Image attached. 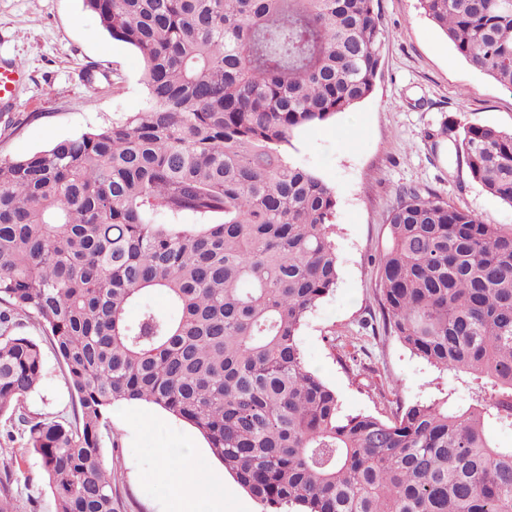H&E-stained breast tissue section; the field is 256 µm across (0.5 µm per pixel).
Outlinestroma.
<instances>
[{
  "mask_svg": "<svg viewBox=\"0 0 512 512\" xmlns=\"http://www.w3.org/2000/svg\"><path fill=\"white\" fill-rule=\"evenodd\" d=\"M385 29L381 77L374 92L330 121L297 132L294 155L336 188L333 241L339 272L333 292L307 316L300 331L307 364L335 389L343 413H374L380 379L403 405L467 397L452 372L414 355L396 336L371 335L362 324L379 312L377 268L387 243V216L400 190L434 193L483 223L512 226V206L471 182L455 164L451 143H436L448 120L512 129V90L471 67L417 0H379ZM0 62L19 64L24 77L11 104L0 105V157L21 158L62 139L140 111L146 103L143 62L128 44L103 31L83 0H0ZM352 336L367 348L359 373L346 372L332 337ZM46 379L29 398L31 412L72 410L63 369L46 351ZM22 435L0 442V469L14 470L17 512H55L37 459ZM188 447L189 464L223 471L199 432L146 403L113 407L102 436L112 468L118 512H181L167 483L156 477L161 448Z\"/></svg>",
  "mask_w": 512,
  "mask_h": 512,
  "instance_id": "stroma-1",
  "label": "stroma"
}]
</instances>
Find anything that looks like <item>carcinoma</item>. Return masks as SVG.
I'll use <instances>...</instances> for the list:
<instances>
[{"label": "carcinoma", "mask_w": 512, "mask_h": 512, "mask_svg": "<svg viewBox=\"0 0 512 512\" xmlns=\"http://www.w3.org/2000/svg\"><path fill=\"white\" fill-rule=\"evenodd\" d=\"M476 70L512 88V0H419ZM143 60L147 105L0 158V416L23 427L55 512H117L109 411L154 404L194 426L265 512H512V227L416 189L374 259L383 332L454 373L449 396L344 414L300 329L336 286V189L294 134L374 91L378 0H84ZM456 162L512 207V130L449 123ZM195 215L191 228L156 220ZM162 293L157 310L149 294ZM138 307L130 320L129 308ZM63 363L73 420L29 411ZM0 473V512H16Z\"/></svg>", "instance_id": "1"}]
</instances>
